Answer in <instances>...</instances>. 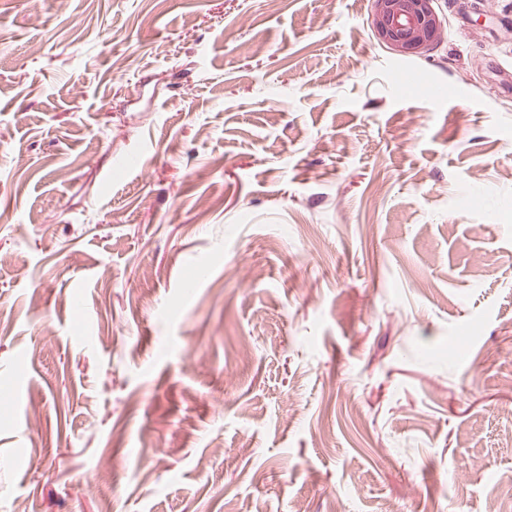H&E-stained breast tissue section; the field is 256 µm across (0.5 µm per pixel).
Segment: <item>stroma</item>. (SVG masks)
I'll return each mask as SVG.
<instances>
[{
	"label": "stroma",
	"instance_id": "35a3bbf8",
	"mask_svg": "<svg viewBox=\"0 0 512 512\" xmlns=\"http://www.w3.org/2000/svg\"><path fill=\"white\" fill-rule=\"evenodd\" d=\"M434 7L0 0V512L512 497V0ZM371 28L378 41L397 55L424 56L442 34L434 0H371Z\"/></svg>",
	"mask_w": 512,
	"mask_h": 512
}]
</instances>
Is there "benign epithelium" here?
Returning <instances> with one entry per match:
<instances>
[{"mask_svg":"<svg viewBox=\"0 0 512 512\" xmlns=\"http://www.w3.org/2000/svg\"><path fill=\"white\" fill-rule=\"evenodd\" d=\"M371 28L378 41L397 55L423 56L442 34L434 0H371Z\"/></svg>","mask_w":512,"mask_h":512,"instance_id":"1","label":"benign epithelium"}]
</instances>
